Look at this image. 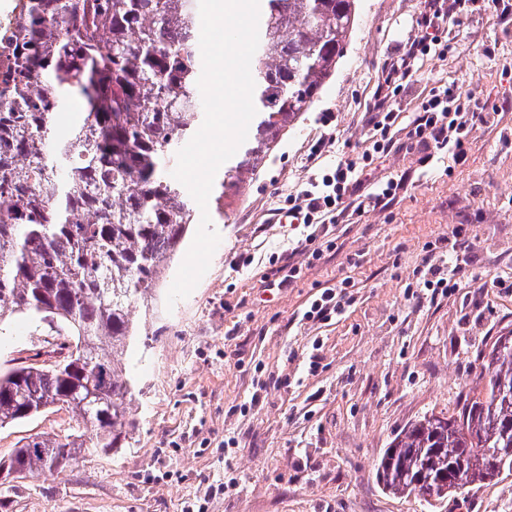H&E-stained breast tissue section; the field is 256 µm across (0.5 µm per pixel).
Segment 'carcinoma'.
Segmentation results:
<instances>
[{"mask_svg":"<svg viewBox=\"0 0 512 512\" xmlns=\"http://www.w3.org/2000/svg\"><path fill=\"white\" fill-rule=\"evenodd\" d=\"M251 62L258 120L224 171V191L257 170L336 72L357 0H264ZM199 0H19L0 29V322L30 314L73 339L53 363L0 374V426L50 405L70 409L89 443L36 436L0 463L52 472L78 451L121 447L131 424L121 355L134 304L154 294L194 219L167 166L195 133L202 99ZM86 111L58 134L71 95ZM476 388L450 416L425 415L380 461L386 488L419 476L467 485L512 470V338L487 347ZM35 451H29V447ZM44 452H37V449Z\"/></svg>","mask_w":512,"mask_h":512,"instance_id":"obj_1","label":"carcinoma"}]
</instances>
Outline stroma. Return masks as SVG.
Returning <instances> with one entry per match:
<instances>
[{"instance_id": "35a3bbf8", "label": "stroma", "mask_w": 512, "mask_h": 512, "mask_svg": "<svg viewBox=\"0 0 512 512\" xmlns=\"http://www.w3.org/2000/svg\"><path fill=\"white\" fill-rule=\"evenodd\" d=\"M424 0H358L336 73L238 191L213 187L221 241L192 293L167 307L187 250L132 315L124 357L133 426L122 448L0 483L6 512H512V472L447 501L393 493L377 478L391 442L429 414L451 415L475 384L478 349L512 329V13L447 15L394 106L417 112L429 89L455 84L495 106L467 157L421 165L419 151L377 155L372 181L404 187L386 207L334 225L321 259L284 222L288 200L338 160L371 149V97L418 35ZM292 250L296 282L268 286L273 256ZM465 255L458 289L411 295L428 256ZM250 257L247 266L240 257ZM350 281L342 315L306 322L326 288ZM56 325L19 314L0 324V371L49 363ZM53 407L0 428V458L29 438L83 433Z\"/></svg>"}]
</instances>
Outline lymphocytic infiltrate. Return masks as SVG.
Masks as SVG:
<instances>
[{
	"label": "lymphocytic infiltrate",
	"instance_id": "obj_1",
	"mask_svg": "<svg viewBox=\"0 0 512 512\" xmlns=\"http://www.w3.org/2000/svg\"><path fill=\"white\" fill-rule=\"evenodd\" d=\"M440 17L435 0H428L426 10L416 20L421 31L418 40L412 44L408 57L387 72L377 91L373 121L377 138L372 153L339 162L333 173L323 176L321 186L303 191L301 204L292 206L291 215L308 229L305 241L313 246V258L321 256L314 247L318 238L315 226L338 223L349 212H358L368 206H386L402 188V180L391 177L377 183L374 192L368 196H361L360 191L368 179L367 169L374 154L417 147L423 151L420 162L424 165L436 154L448 150L460 158L466 153L465 143L470 126L490 121L492 114L486 101L461 95L455 86L439 85L430 89L410 120L406 141L397 138L400 114L393 108L392 98L396 89L411 78L413 59L430 51L435 42L430 31L436 27Z\"/></svg>",
	"mask_w": 512,
	"mask_h": 512
}]
</instances>
